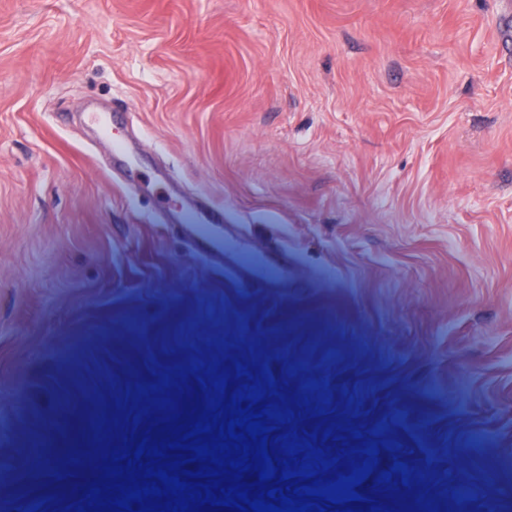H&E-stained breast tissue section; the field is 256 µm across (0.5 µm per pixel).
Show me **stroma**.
Returning <instances> with one entry per match:
<instances>
[{"instance_id":"stroma-1","label":"stroma","mask_w":512,"mask_h":512,"mask_svg":"<svg viewBox=\"0 0 512 512\" xmlns=\"http://www.w3.org/2000/svg\"><path fill=\"white\" fill-rule=\"evenodd\" d=\"M501 5L0 0V512H116L117 446L198 472L177 429L248 384L271 458L376 447L351 512H512ZM187 196L287 287L165 223Z\"/></svg>"}]
</instances>
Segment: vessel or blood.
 Returning <instances> with one entry per match:
<instances>
[{"mask_svg":"<svg viewBox=\"0 0 512 512\" xmlns=\"http://www.w3.org/2000/svg\"><path fill=\"white\" fill-rule=\"evenodd\" d=\"M173 219L188 227L197 249L220 254L227 269L238 274H254L256 280L268 286L280 284L287 279L288 273L283 266L264 262L254 251L236 239L215 237V225L224 221L223 209L185 207L174 211Z\"/></svg>","mask_w":512,"mask_h":512,"instance_id":"obj_1","label":"vessel or blood"}]
</instances>
